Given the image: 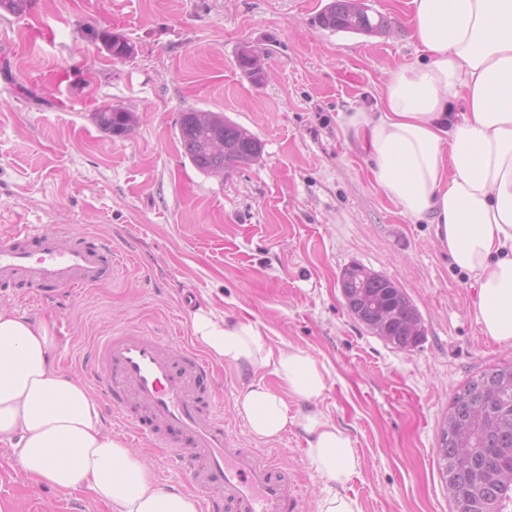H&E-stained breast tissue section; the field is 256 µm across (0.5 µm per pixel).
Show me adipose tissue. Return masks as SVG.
Here are the masks:
<instances>
[{"label": "adipose tissue", "instance_id": "adipose-tissue-1", "mask_svg": "<svg viewBox=\"0 0 512 512\" xmlns=\"http://www.w3.org/2000/svg\"><path fill=\"white\" fill-rule=\"evenodd\" d=\"M422 61L391 71L372 112H344L381 192L412 223L434 225L451 264L477 290L484 336L512 346V0H411ZM465 111L449 120V103ZM195 339L243 379L237 414L256 438H305L324 480L317 512H361L347 485L360 466L349 435L313 401L327 379L305 351L269 345L254 323L205 308ZM273 375L269 385L258 371ZM310 402L290 412L287 395ZM0 443L37 482L83 489L112 512H200L199 500L155 483L135 451L103 428L87 386L62 373L45 323L0 306Z\"/></svg>", "mask_w": 512, "mask_h": 512}]
</instances>
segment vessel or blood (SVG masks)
<instances>
[{
    "instance_id": "1",
    "label": "vessel or blood",
    "mask_w": 512,
    "mask_h": 512,
    "mask_svg": "<svg viewBox=\"0 0 512 512\" xmlns=\"http://www.w3.org/2000/svg\"><path fill=\"white\" fill-rule=\"evenodd\" d=\"M118 262L109 240L58 225L0 230V285L45 303L57 291L111 280ZM86 368L131 433L168 451L202 512H301L299 484L275 459L245 447L209 392L210 368L194 349L139 330L99 339Z\"/></svg>"
}]
</instances>
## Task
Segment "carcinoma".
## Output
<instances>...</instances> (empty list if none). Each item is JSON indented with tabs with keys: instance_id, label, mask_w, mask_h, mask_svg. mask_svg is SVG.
<instances>
[{
	"instance_id": "1",
	"label": "carcinoma",
	"mask_w": 512,
	"mask_h": 512,
	"mask_svg": "<svg viewBox=\"0 0 512 512\" xmlns=\"http://www.w3.org/2000/svg\"><path fill=\"white\" fill-rule=\"evenodd\" d=\"M319 24L333 31L381 34L383 16L373 18L366 7L350 0H331L320 12ZM114 59L134 54L121 33L87 29ZM237 66L255 84L265 80L257 52L240 49ZM103 131L125 137L137 124L135 113L118 106L94 112ZM179 139L194 168L206 177H219L255 162L261 141L224 117L193 107L179 113ZM346 307L373 334L401 350L417 347L424 336L421 318L406 293L392 280L369 269L356 278L343 270L339 280ZM438 464L451 499L452 512H512V363L472 376L455 392L443 417L437 448Z\"/></svg>"
}]
</instances>
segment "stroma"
Masks as SVG:
<instances>
[{
	"instance_id": "1",
	"label": "stroma",
	"mask_w": 512,
	"mask_h": 512,
	"mask_svg": "<svg viewBox=\"0 0 512 512\" xmlns=\"http://www.w3.org/2000/svg\"><path fill=\"white\" fill-rule=\"evenodd\" d=\"M327 0H33L0 10V227L71 225L123 254L114 281L38 303L0 289V305L45 322L57 362L84 376L100 336L141 330L192 342L193 307L256 324L273 347L308 353L328 387L317 404L361 461L349 488L361 512H450L438 466L442 419L472 374L512 363L487 341L476 290L455 271L429 224L410 223L372 180L341 129L342 112L373 109L387 74L416 61L410 0H363L383 34L322 28ZM94 26L134 46L113 59ZM256 49L262 84L239 70ZM127 108L135 131L115 138L92 119ZM221 112L260 139L262 156L201 176L177 117ZM357 264L387 276L418 309L425 338L399 350L348 311L339 277ZM215 401L247 447L279 460L315 512L324 483L298 431L267 441L235 411L237 369L212 366ZM0 512H112L84 491L35 484L0 445Z\"/></svg>"
}]
</instances>
